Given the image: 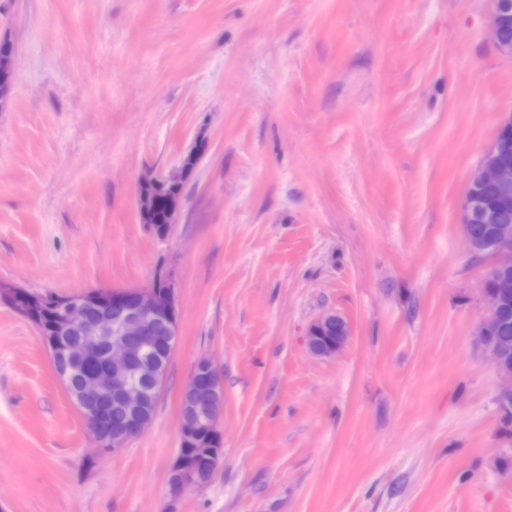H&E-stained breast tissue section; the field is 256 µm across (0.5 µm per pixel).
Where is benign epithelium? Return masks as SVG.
Wrapping results in <instances>:
<instances>
[{
  "label": "benign epithelium",
  "mask_w": 512,
  "mask_h": 512,
  "mask_svg": "<svg viewBox=\"0 0 512 512\" xmlns=\"http://www.w3.org/2000/svg\"><path fill=\"white\" fill-rule=\"evenodd\" d=\"M512 26L507 10L493 8L489 28L496 50L512 57V40L505 31ZM512 114L500 122L496 136L484 151L468 178L460 202V220L469 251L481 252L484 241L478 236L479 224H493L496 237L488 254L497 257L486 279L493 282L494 293L485 294L487 306L479 325V343L488 354L496 373L506 384L498 393L501 408L512 406V365L507 357L512 347L488 336L498 323L502 305L512 298V220L503 211L512 202ZM496 189L502 207L484 204L481 190ZM0 299L20 310L36 306L37 299L20 293V287L0 285ZM57 332L61 343L54 345L51 362L54 373L67 389L73 405L80 412L98 447L116 451L138 437L151 422L148 407L164 378L161 365L149 363L148 354L157 340L175 346L178 329L176 289L164 292L154 286L91 290L64 298L58 305ZM336 329L335 339L320 346L318 334ZM350 330L338 315L328 313L310 328L307 345L311 353L330 356L347 342ZM98 348L106 364L91 375H81V362L89 351ZM224 412V380L220 371L206 357L200 358L181 393V431L220 430ZM219 456L192 460L168 470L167 482L172 492L189 486L207 485L216 470Z\"/></svg>",
  "instance_id": "benign-epithelium-1"
}]
</instances>
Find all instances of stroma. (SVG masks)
Instances as JSON below:
<instances>
[{
    "label": "stroma",
    "instance_id": "1",
    "mask_svg": "<svg viewBox=\"0 0 512 512\" xmlns=\"http://www.w3.org/2000/svg\"><path fill=\"white\" fill-rule=\"evenodd\" d=\"M491 0H0V282L172 281L149 427L97 448L0 301V512H512V425L477 342L490 258L459 205L512 114ZM209 151L165 237L138 181ZM348 323L310 353L322 315ZM224 375V453L172 494L180 394ZM336 325V336L331 331ZM330 330L328 336H335L333 342L320 346L317 343L321 330ZM350 330L347 323L338 315L328 313L320 317L310 328L307 336V345L311 353L318 356H330L338 352L347 342Z\"/></svg>",
    "mask_w": 512,
    "mask_h": 512
}]
</instances>
